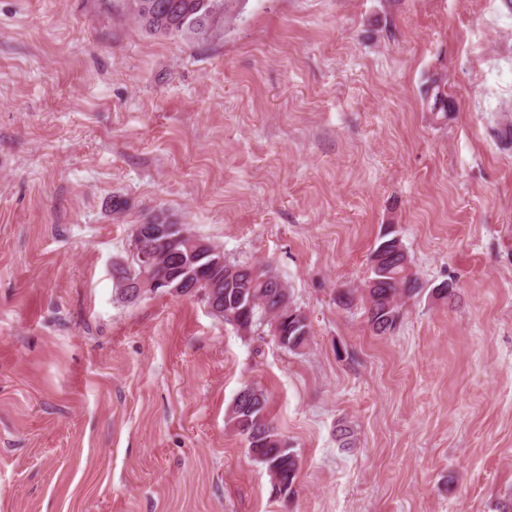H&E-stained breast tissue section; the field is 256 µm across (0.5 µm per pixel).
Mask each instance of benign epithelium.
I'll list each match as a JSON object with an SVG mask.
<instances>
[{
    "mask_svg": "<svg viewBox=\"0 0 512 512\" xmlns=\"http://www.w3.org/2000/svg\"><path fill=\"white\" fill-rule=\"evenodd\" d=\"M179 230L175 239L184 250L172 249L167 257L168 274L156 275L158 255L148 242L166 237ZM137 264L139 273L127 286L134 289V295L144 292L164 293L174 296H199L209 311L224 317V288L239 278L242 269L224 260V250L184 229L180 224L164 222V215L155 214L148 224L134 226L129 246L128 261L116 266V272Z\"/></svg>",
    "mask_w": 512,
    "mask_h": 512,
    "instance_id": "7a95c632",
    "label": "benign epithelium"
}]
</instances>
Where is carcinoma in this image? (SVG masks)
I'll return each instance as SVG.
<instances>
[{"label": "carcinoma", "instance_id": "obj_1", "mask_svg": "<svg viewBox=\"0 0 512 512\" xmlns=\"http://www.w3.org/2000/svg\"><path fill=\"white\" fill-rule=\"evenodd\" d=\"M123 15L151 36L178 38L193 44H214L224 39V19L230 0H121ZM430 111L447 116L451 111L445 84L431 87ZM383 257L381 266L371 267L367 287L349 288L339 293L337 300L349 307L356 297L365 299V313L373 331L386 334L393 331L400 319L403 299L422 292L418 277L412 271L411 260L400 240L389 230L373 250V257ZM224 309L238 312L232 326L245 335L257 326L279 329L278 344L288 351L303 349L310 338L308 316L290 300V289L271 268L261 272L255 282L241 278L237 288L224 289ZM248 397L233 400L226 413V423L248 443L253 459L266 470L272 490L284 497L294 492L300 461L288 447L269 414L267 392L255 385L248 386Z\"/></svg>", "mask_w": 512, "mask_h": 512}]
</instances>
